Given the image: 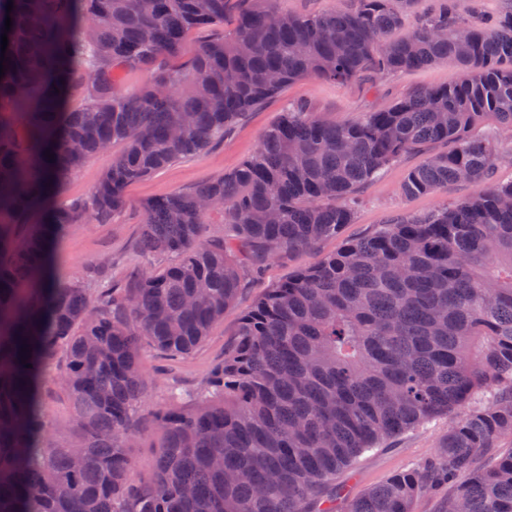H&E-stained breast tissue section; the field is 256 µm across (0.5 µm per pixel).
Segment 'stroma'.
<instances>
[{"label": "stroma", "mask_w": 512, "mask_h": 512, "mask_svg": "<svg viewBox=\"0 0 512 512\" xmlns=\"http://www.w3.org/2000/svg\"><path fill=\"white\" fill-rule=\"evenodd\" d=\"M462 75L460 66L448 60L388 75L366 71L345 82L307 77L290 83L261 107L240 116L223 139L201 153L180 158L128 185L120 212L103 220L65 225L55 244L54 274L61 280L88 283L95 288H133L146 271L163 268L166 258L148 256L142 251L146 205L155 198L192 190L234 171L256 152L263 134L285 108L302 105L322 121L351 122L366 113L384 111L414 91L456 84ZM121 149L117 143L87 160L55 196V203L88 201L111 166L113 154ZM425 160V154L410 153L387 165L360 190L354 219L339 235L322 240L314 250L265 261L258 272L247 273L235 300L225 308L223 319L213 324L205 341L191 353L172 357L155 348L143 352L140 363L146 383V404L134 422L136 444L128 451L137 473H147L158 453L160 437L154 410L165 404L171 391L193 392L223 362L236 343L242 316L268 288L309 267L318 257L336 253L347 241L369 235L391 219L426 214L477 193V185L457 184L432 194L404 195L401 183L406 173ZM43 395L52 423L53 443L65 446L77 441L80 433L72 422L73 406L68 393L49 380ZM457 419L454 413L438 418L365 453L338 476V484L349 495L357 496L401 470L423 464L434 456L440 439Z\"/></svg>", "instance_id": "1"}]
</instances>
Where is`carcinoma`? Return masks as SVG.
I'll return each instance as SVG.
<instances>
[{
	"mask_svg": "<svg viewBox=\"0 0 512 512\" xmlns=\"http://www.w3.org/2000/svg\"><path fill=\"white\" fill-rule=\"evenodd\" d=\"M272 2L243 9L177 68L186 34L224 19L226 0H0L12 19L0 78V512H336L337 475L457 410L467 414L434 457L346 499L344 512H414L444 483L454 488L440 512L456 500L464 512H512V451L494 452L512 437V183L490 182L495 142L471 135L488 116L512 132V12L467 18L444 0L390 40L414 0L302 16ZM448 59L463 70L457 84L347 123L289 108L233 172L148 203L143 248L172 261L138 287L49 274L63 225L112 216L127 184L224 138L283 86ZM133 68L149 79L127 96ZM76 94L85 104L65 107ZM117 142L88 202H51ZM411 152L429 156L404 195L457 185L463 170L481 189L382 224L268 289L193 402L173 393L156 412L160 450L135 479L143 343L192 352L250 262L271 258V244L281 256L336 235L358 188ZM214 222L231 234L208 242ZM59 356L82 435L62 448L42 405L44 367Z\"/></svg>",
	"mask_w": 512,
	"mask_h": 512,
	"instance_id": "cac0c4a2",
	"label": "carcinoma"
}]
</instances>
